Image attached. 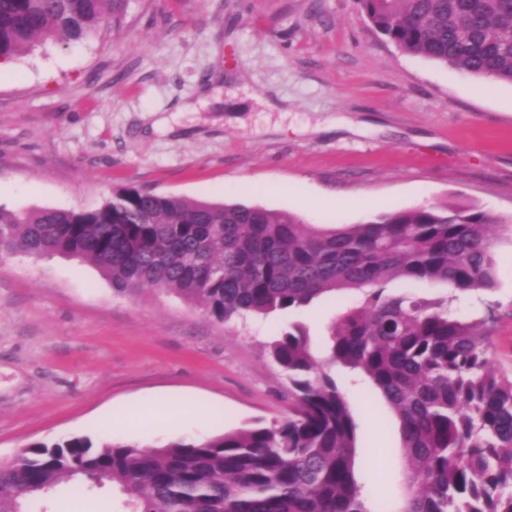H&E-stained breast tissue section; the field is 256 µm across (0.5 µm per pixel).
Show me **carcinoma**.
Segmentation results:
<instances>
[{
  "label": "carcinoma",
  "instance_id": "cac0c4a2",
  "mask_svg": "<svg viewBox=\"0 0 512 512\" xmlns=\"http://www.w3.org/2000/svg\"><path fill=\"white\" fill-rule=\"evenodd\" d=\"M128 0H0V59L119 26ZM401 51L512 85V0H355ZM512 216L425 202L322 228L295 213L112 189L92 210L0 208V257L61 255L120 292L174 294L228 322L332 293L364 299L330 329L323 357L294 322L267 344L292 408L267 426L162 446L73 437L0 462V512H46L62 488L112 486L123 512H512V374L494 371L476 324L448 301L387 292L394 280L497 286L494 250ZM366 377L400 426L401 503L376 498L355 460L357 424L330 367Z\"/></svg>",
  "mask_w": 512,
  "mask_h": 512
}]
</instances>
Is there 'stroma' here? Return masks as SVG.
<instances>
[{"mask_svg":"<svg viewBox=\"0 0 512 512\" xmlns=\"http://www.w3.org/2000/svg\"><path fill=\"white\" fill-rule=\"evenodd\" d=\"M241 201L333 227L428 201L512 215V87L408 55L354 0H129L119 29L52 42L0 76V206L94 209L111 188ZM247 184L257 193L244 192ZM497 287L454 303L512 370V235ZM359 292L224 323L166 293L116 292L75 258H0V459L73 436L163 445L283 419L265 344L289 323L312 349ZM356 471L397 497L399 422L337 371ZM178 400L180 424H150ZM110 487L48 512H116Z\"/></svg>","mask_w":512,"mask_h":512,"instance_id":"35a3bbf8","label":"stroma"}]
</instances>
